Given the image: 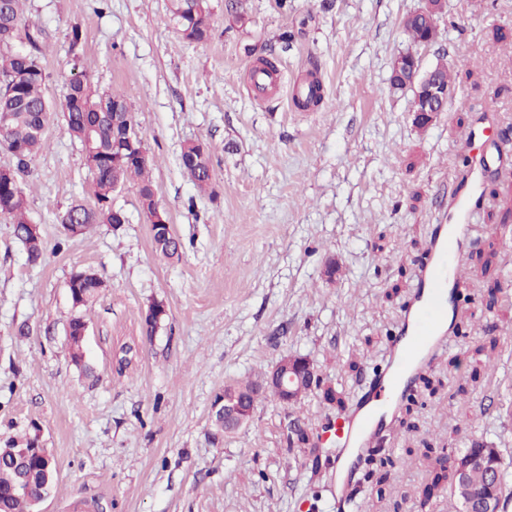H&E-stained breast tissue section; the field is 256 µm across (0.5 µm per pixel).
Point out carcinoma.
Instances as JSON below:
<instances>
[{
  "label": "carcinoma",
  "mask_w": 512,
  "mask_h": 512,
  "mask_svg": "<svg viewBox=\"0 0 512 512\" xmlns=\"http://www.w3.org/2000/svg\"><path fill=\"white\" fill-rule=\"evenodd\" d=\"M169 13L184 39L204 41L208 38L210 27L195 22L187 16L192 9L189 0H169ZM22 0H0V79L10 78L16 81L18 93L12 97L0 96V131L11 134L21 144L23 158L17 164L24 168L27 160L40 152L46 144L45 126L52 112V104L44 94L45 70L39 58H27L16 44L10 42V32L21 26ZM414 20L404 26L405 32L414 39L423 40L428 31L436 27V15H424L418 11L412 13ZM65 98L69 105L64 110V119L70 134L85 147V132L96 128L93 148L96 153L83 150L84 158L93 176L95 206L75 204L66 212L64 219L79 226V234H84L92 224L112 223V183L121 185L135 182L138 185L141 207L153 204L154 192L147 178L149 164L130 160L117 169L106 163L115 152L116 134L125 129L126 119L117 118L112 123V103L123 97L112 91H101L80 74L74 76L68 86ZM195 147L187 143L181 151V164L196 186L205 191L211 186V170L206 165L193 164ZM5 215L13 220L14 234L25 246L28 259L36 262L42 255V244L38 236L29 229L26 217V198L23 188L9 194L8 209ZM157 253L164 258H173L181 252L182 243L175 234L168 236L155 234L152 237ZM80 289L82 307L93 304L103 281L100 277H85L74 273ZM266 377L256 380H243L235 384L241 393L248 396L249 405L255 406L261 395L253 389L263 383ZM484 457L500 471L497 484L486 483L483 469L476 468L470 475V487L478 496L493 500L495 508L505 509L506 491L512 485V463L505 461L501 449L483 441L474 440L467 448H460L448 456V461H439L440 474L434 485L424 489V497L430 498L434 492L446 490L458 505H463L458 486L456 460L463 457ZM55 473L56 463L45 466V462L31 458L13 456L8 451L0 453V512H30L31 506L47 490L45 473ZM28 484L25 494L15 496L11 488L19 480ZM336 512H366L365 502L352 494L336 503Z\"/></svg>",
  "instance_id": "obj_1"
}]
</instances>
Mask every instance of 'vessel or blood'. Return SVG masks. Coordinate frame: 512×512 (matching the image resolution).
I'll list each match as a JSON object with an SVG mask.
<instances>
[{"label": "vessel or blood", "instance_id": "vessel-or-blood-1", "mask_svg": "<svg viewBox=\"0 0 512 512\" xmlns=\"http://www.w3.org/2000/svg\"><path fill=\"white\" fill-rule=\"evenodd\" d=\"M467 227L463 224L447 228L438 225L430 246L432 259L427 263L420 279V286L404 312V328L410 338L396 336L390 345V361L382 371L379 385L393 399H401L412 391L413 372L433 353L444 340L448 311L444 295L449 283H461L464 270L461 265L466 244ZM386 417H375L364 408L357 410L337 424L333 432L340 448H363L369 439L384 432Z\"/></svg>", "mask_w": 512, "mask_h": 512}]
</instances>
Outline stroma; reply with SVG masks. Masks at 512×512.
Masks as SVG:
<instances>
[{"instance_id": "obj_1", "label": "stroma", "mask_w": 512, "mask_h": 512, "mask_svg": "<svg viewBox=\"0 0 512 512\" xmlns=\"http://www.w3.org/2000/svg\"><path fill=\"white\" fill-rule=\"evenodd\" d=\"M424 4L212 0L210 36L191 42L168 0H24L55 112L22 177L40 260L0 215V447L36 434L53 452V488L36 512H336L330 444L286 443L290 419L317 435L335 418L319 391L295 408L266 397L231 434L214 428L211 405L286 355L308 356L326 384L360 399L387 363L436 225L455 223L463 198L465 282L447 342L350 482L368 512H458L448 494L422 496L439 458L479 439L512 460V139L501 136L512 130V0H446L430 45L402 26ZM75 26L89 80L124 96L153 159L178 258L155 252L130 184L114 194L125 224L62 232L73 203L95 202L60 112ZM408 52L425 68L460 66L447 111L422 126L412 91L389 81ZM262 58L281 87L259 98L249 68ZM310 74L324 95L296 108L289 90ZM465 135L488 144L486 169L461 148ZM190 141L209 148L204 193L180 163ZM79 269L104 282L85 311L68 291ZM156 303L166 315L149 332ZM79 315L80 367L68 341ZM492 340L483 372L476 349Z\"/></svg>"}]
</instances>
